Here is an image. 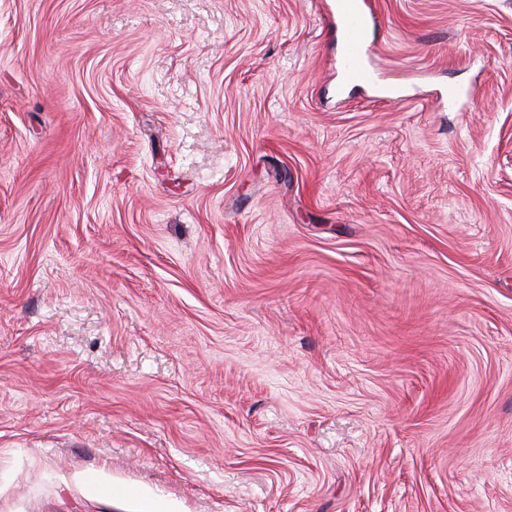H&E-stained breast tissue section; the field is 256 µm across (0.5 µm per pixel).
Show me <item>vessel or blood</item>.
Returning <instances> with one entry per match:
<instances>
[{
    "mask_svg": "<svg viewBox=\"0 0 512 512\" xmlns=\"http://www.w3.org/2000/svg\"><path fill=\"white\" fill-rule=\"evenodd\" d=\"M373 12L365 0H336V21L344 43L342 66L347 84L359 86L371 82L375 73L368 64L371 50L369 28Z\"/></svg>",
    "mask_w": 512,
    "mask_h": 512,
    "instance_id": "vessel-or-blood-1",
    "label": "vessel or blood"
}]
</instances>
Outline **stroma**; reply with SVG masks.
<instances>
[{"mask_svg":"<svg viewBox=\"0 0 512 512\" xmlns=\"http://www.w3.org/2000/svg\"><path fill=\"white\" fill-rule=\"evenodd\" d=\"M368 2L0 0V512H512V0ZM336 22L344 43L342 66L347 84L359 86L371 82L376 76L368 64L372 42L369 41L373 12L364 0H337Z\"/></svg>","mask_w":512,"mask_h":512,"instance_id":"35a3bbf8","label":"stroma"}]
</instances>
